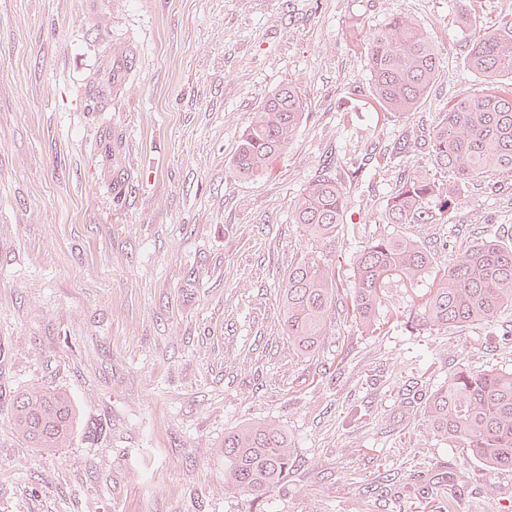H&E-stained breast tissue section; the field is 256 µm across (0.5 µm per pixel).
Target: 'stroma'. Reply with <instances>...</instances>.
Here are the masks:
<instances>
[{"instance_id":"1","label":"stroma","mask_w":512,"mask_h":512,"mask_svg":"<svg viewBox=\"0 0 512 512\" xmlns=\"http://www.w3.org/2000/svg\"><path fill=\"white\" fill-rule=\"evenodd\" d=\"M0 0V512H505L512 472L463 459L423 425L459 366L512 368V310L453 339L338 320L314 358L278 316L289 265L326 256L352 281L365 240L424 241L448 263L463 240L512 231V178L455 187L436 224H385L404 154L384 178L370 152L416 134L481 82L464 42L512 0ZM433 36L441 68L424 106L375 122L367 37L393 16ZM308 117L265 177L241 179L240 135L274 88ZM341 180L357 236L308 241L291 201L321 171ZM350 354L335 364L338 347ZM66 390L70 447L46 455L11 426L10 394ZM287 430L295 464L255 503L224 485V434Z\"/></svg>"}]
</instances>
